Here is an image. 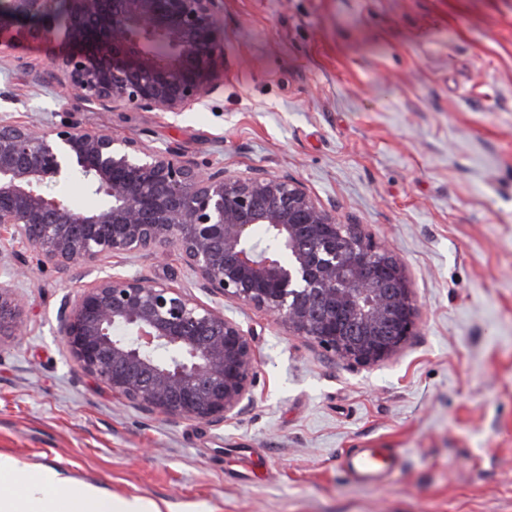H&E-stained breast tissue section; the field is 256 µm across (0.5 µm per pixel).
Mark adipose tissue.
<instances>
[{
    "label": "adipose tissue",
    "mask_w": 512,
    "mask_h": 512,
    "mask_svg": "<svg viewBox=\"0 0 512 512\" xmlns=\"http://www.w3.org/2000/svg\"><path fill=\"white\" fill-rule=\"evenodd\" d=\"M0 512H162L45 465L0 454Z\"/></svg>",
    "instance_id": "ef3b65f1"
}]
</instances>
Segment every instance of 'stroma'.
Returning a JSON list of instances; mask_svg holds the SVG:
<instances>
[{
	"mask_svg": "<svg viewBox=\"0 0 512 512\" xmlns=\"http://www.w3.org/2000/svg\"><path fill=\"white\" fill-rule=\"evenodd\" d=\"M224 70L184 112H105L48 81L54 43L0 55V115L64 121L199 167L298 180L405 263L419 328L373 368L333 361L255 310L261 355L232 423L125 406L57 336L77 292L23 244L26 335L0 340V453L163 512H512V0H224ZM116 272L200 288L177 256ZM352 448L398 462L364 483Z\"/></svg>",
	"mask_w": 512,
	"mask_h": 512,
	"instance_id": "35a3bbf8",
	"label": "stroma"
}]
</instances>
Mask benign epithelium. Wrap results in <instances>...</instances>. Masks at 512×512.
I'll list each match as a JSON object with an SVG mask.
<instances>
[{
  "label": "benign epithelium",
  "instance_id": "obj_1",
  "mask_svg": "<svg viewBox=\"0 0 512 512\" xmlns=\"http://www.w3.org/2000/svg\"><path fill=\"white\" fill-rule=\"evenodd\" d=\"M223 8V0H0V48L59 38L67 51L53 56L62 78H52L78 100L182 112L213 90ZM75 175L103 207L78 210L45 191ZM260 228L276 250L258 246ZM0 238L82 282L57 313L59 342L77 367L112 399L172 419H236L253 400L260 357L224 306L181 286L138 274L85 281L106 259L176 254L212 296L262 312L347 365L396 356L418 329L404 263L299 182L202 171L170 150L76 122L44 131L0 119ZM21 274L17 267L0 283V339L23 337Z\"/></svg>",
  "mask_w": 512,
  "mask_h": 512
}]
</instances>
